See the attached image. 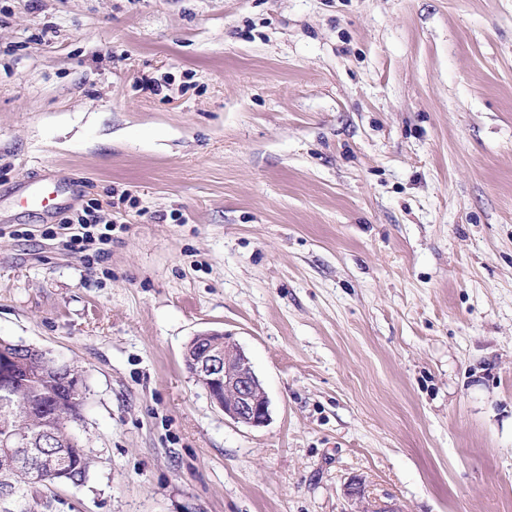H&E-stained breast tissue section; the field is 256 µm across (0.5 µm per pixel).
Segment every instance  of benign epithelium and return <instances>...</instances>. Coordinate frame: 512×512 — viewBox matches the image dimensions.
<instances>
[{"label": "benign epithelium", "mask_w": 512, "mask_h": 512, "mask_svg": "<svg viewBox=\"0 0 512 512\" xmlns=\"http://www.w3.org/2000/svg\"><path fill=\"white\" fill-rule=\"evenodd\" d=\"M192 361L197 378L207 382L210 402L234 422L251 427L266 426L270 401L250 359L235 340L222 332L193 336Z\"/></svg>", "instance_id": "7a95c632"}]
</instances>
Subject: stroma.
<instances>
[{
    "label": "stroma",
    "instance_id": "stroma-1",
    "mask_svg": "<svg viewBox=\"0 0 512 512\" xmlns=\"http://www.w3.org/2000/svg\"><path fill=\"white\" fill-rule=\"evenodd\" d=\"M0 337L86 383L52 512H512V0H0ZM56 186V180L50 176L32 181L26 191L25 203L33 209L57 208V203L54 202L58 196ZM52 188L54 190L49 192ZM97 205L94 203H88L82 210L73 214L72 217H66L60 224H63L62 229H76L72 228L71 225L78 224L79 228L77 231L70 232L68 240L66 241V247L74 254L85 258L83 255L86 251L90 250V246L94 244H107L110 240L109 236L105 233L97 234L95 229L98 224L97 217ZM189 345L197 346L192 374L208 383L210 402L235 423L266 426L271 419L269 398L250 359L232 336L204 332L193 336Z\"/></svg>",
    "mask_w": 512,
    "mask_h": 512
}]
</instances>
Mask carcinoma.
<instances>
[{
  "mask_svg": "<svg viewBox=\"0 0 512 512\" xmlns=\"http://www.w3.org/2000/svg\"><path fill=\"white\" fill-rule=\"evenodd\" d=\"M52 359L42 354L26 356L16 366L14 401L8 405L0 398V450L16 447L20 433L29 434V461L51 458L56 469L68 473L84 485L91 466L90 451L71 433L75 421L81 420V407L72 404L68 376L61 373L48 381L45 372ZM70 479L48 476L40 483H29L21 474L0 470V485L15 489L13 512H47L52 499L51 487Z\"/></svg>",
  "mask_w": 512,
  "mask_h": 512,
  "instance_id": "1",
  "label": "carcinoma"
}]
</instances>
